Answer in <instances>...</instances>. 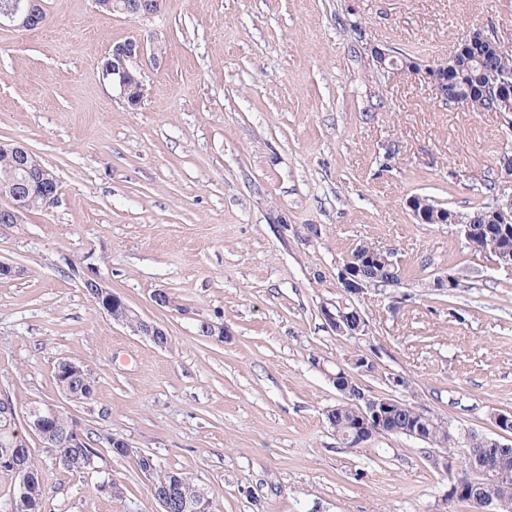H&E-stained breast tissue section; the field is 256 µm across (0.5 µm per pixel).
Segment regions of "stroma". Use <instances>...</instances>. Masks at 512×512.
I'll list each match as a JSON object with an SVG mask.
<instances>
[{"mask_svg": "<svg viewBox=\"0 0 512 512\" xmlns=\"http://www.w3.org/2000/svg\"><path fill=\"white\" fill-rule=\"evenodd\" d=\"M43 5L37 28L0 26V141L59 184L53 204L0 225V262L24 270L0 280V398L61 407L101 460L74 473L36 449L42 512H158L135 457L108 452L113 435L191 477L214 512H473L447 505L431 445L347 448L324 411L339 398L328 372L360 352L365 392L455 428L490 436L491 412L512 411V268L408 206L466 214L512 194L504 113L446 103L427 76L477 29L512 54V0H161L146 18ZM131 39L160 51L135 109L101 72ZM376 46L416 69L381 74ZM364 242L392 251L399 280L351 297L338 274ZM77 268L168 345L100 313ZM445 275L458 286L441 293ZM159 290L175 307L156 306ZM345 304L366 335L328 327L323 307ZM64 358L92 370L93 403L58 390ZM107 476L123 497L100 490Z\"/></svg>", "mask_w": 512, "mask_h": 512, "instance_id": "obj_1", "label": "stroma"}]
</instances>
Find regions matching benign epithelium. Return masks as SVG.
I'll return each instance as SVG.
<instances>
[{"label":"benign epithelium","instance_id":"7a95c632","mask_svg":"<svg viewBox=\"0 0 512 512\" xmlns=\"http://www.w3.org/2000/svg\"><path fill=\"white\" fill-rule=\"evenodd\" d=\"M160 0H131V4L121 6L112 3V11H121L132 17H145L159 8ZM39 0H21L0 10V25L9 24L18 28H33L39 24ZM147 55L144 43L129 40L115 45L112 53L105 57L101 70L104 75H112V85L133 108L139 106L144 97V83L138 64ZM373 58L378 69L392 73L399 70L395 55L388 49L376 48ZM486 88L495 96L497 105L512 106V77L498 72L487 74L484 78ZM0 151L11 155L15 168L27 174L25 189L17 193L0 194V224H20L24 214L44 208L57 197V178L55 174L22 144H0ZM464 238L469 247L485 255L496 257L500 264L512 265V195L495 206L491 222L476 227L463 225ZM394 269L396 265L390 254L380 249H366L352 252L340 271L339 280L345 293L358 295L371 285L366 279L367 268ZM84 291L95 299L100 312L118 325L124 326L134 334L149 339L158 347L166 345L167 334L160 326L143 320L120 296L112 292L103 282L83 279ZM327 325L341 336H363L367 325L358 309L345 311L339 308L322 310ZM87 367L82 363L66 361L64 369L58 372L60 378L68 384H74ZM325 375L339 393V401L357 406V420L352 425L351 434L345 435V444L350 448H359L379 434L396 432L393 419L404 401L391 397L366 394L353 383L350 373L344 369ZM0 415L13 425L12 438L26 451H31L30 440L38 442L39 447L50 452L53 448L48 430L56 418L64 414L50 404L28 410L23 419H18L13 405L6 399H0ZM495 436H480L476 442L485 448L482 454L463 453L462 467L455 468L454 457L437 451L429 456L431 466L440 473L449 476L446 502L468 501L476 512H496L495 487L497 482L512 476V411L497 412L492 416ZM438 426L447 427L444 421L431 412L418 408L410 422L408 432L419 439H426V433ZM466 445L473 444L471 433H462ZM3 465L11 468L18 483L12 493L11 502L18 501L24 494L28 482L27 473L13 460ZM143 476L160 506V512H182L181 505L170 486L156 483V469L151 465L144 469Z\"/></svg>","mask_w":512,"mask_h":512}]
</instances>
